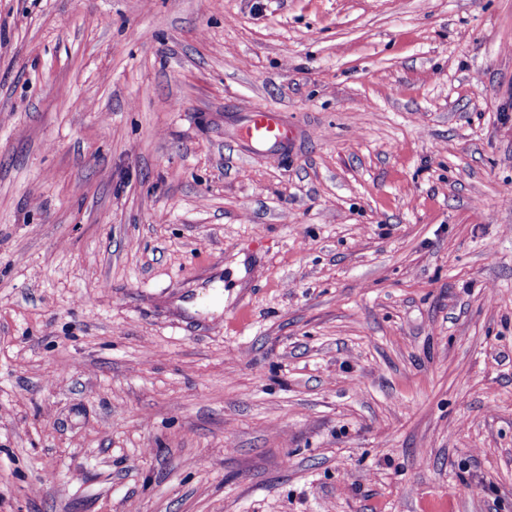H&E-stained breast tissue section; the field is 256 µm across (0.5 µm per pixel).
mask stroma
Listing matches in <instances>:
<instances>
[{
	"mask_svg": "<svg viewBox=\"0 0 512 512\" xmlns=\"http://www.w3.org/2000/svg\"><path fill=\"white\" fill-rule=\"evenodd\" d=\"M0 512H512V0H0ZM243 138L248 141L288 144L292 132L278 109L254 112L246 117Z\"/></svg>",
	"mask_w": 512,
	"mask_h": 512,
	"instance_id": "stroma-1",
	"label": "stroma"
}]
</instances>
